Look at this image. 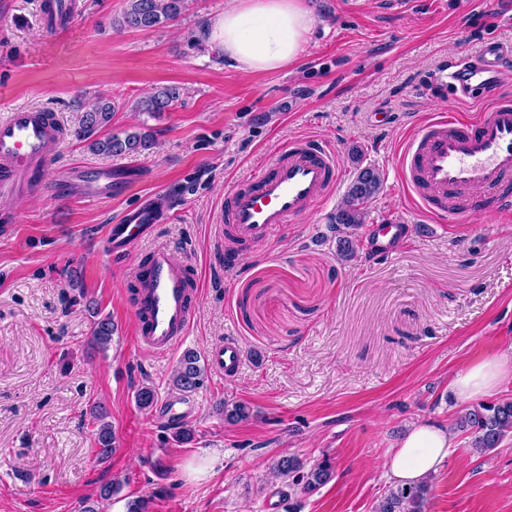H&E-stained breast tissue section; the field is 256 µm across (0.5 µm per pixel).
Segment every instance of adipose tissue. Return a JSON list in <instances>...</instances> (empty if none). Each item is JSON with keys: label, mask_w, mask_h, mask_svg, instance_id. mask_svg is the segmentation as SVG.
I'll return each instance as SVG.
<instances>
[{"label": "adipose tissue", "mask_w": 512, "mask_h": 512, "mask_svg": "<svg viewBox=\"0 0 512 512\" xmlns=\"http://www.w3.org/2000/svg\"><path fill=\"white\" fill-rule=\"evenodd\" d=\"M313 24L304 0H233L209 21L205 35L236 69L274 71L298 59ZM511 375V361L485 360L456 373L451 386L466 402L492 393ZM451 446L448 429L419 423L400 439L385 468L395 484H416L437 471Z\"/></svg>", "instance_id": "1"}]
</instances>
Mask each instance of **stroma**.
Instances as JSON below:
<instances>
[{
	"instance_id": "35a3bbf8",
	"label": "stroma",
	"mask_w": 512,
	"mask_h": 512,
	"mask_svg": "<svg viewBox=\"0 0 512 512\" xmlns=\"http://www.w3.org/2000/svg\"><path fill=\"white\" fill-rule=\"evenodd\" d=\"M43 2L0 0V118L39 106L67 127L104 94L120 132L148 121L134 106L155 88L174 85L182 96L152 122L154 151L99 156L68 135L48 174L54 192L0 197V512H80L111 481L121 484L119 512L142 497L148 512H286L270 474L284 453L336 465L300 512H374L390 484L383 463L417 422L453 436L426 512H512V437L474 453L456 428L466 404L450 387L470 364L512 357V214L430 222L397 167L404 142L435 113L480 109L481 98L458 99L430 78L487 40L511 47L503 15L512 7L307 0L315 23L300 59L244 74L203 34L229 0H188L177 21L150 30L121 27L127 0H76V21L58 33L41 25ZM299 139L333 150L338 189L266 244L231 240L228 194ZM361 166L383 186L356 239L388 221L412 230L395 253L362 248L345 261L328 226ZM74 167L109 170L111 198L93 202L65 186ZM154 192L177 209L113 259L112 224ZM157 246L201 283L190 333L165 356L138 346L132 312L133 269ZM97 315L117 327L103 352L89 346ZM226 340L245 354L235 376L208 375L188 396L173 390L185 350ZM144 384L156 393L147 409L136 402ZM222 401L246 402L255 416L227 423L215 410ZM165 403L192 406L193 441L175 438ZM96 405L116 437L104 461Z\"/></svg>"
}]
</instances>
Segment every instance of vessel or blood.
I'll return each instance as SVG.
<instances>
[{
    "label": "vessel or blood",
    "mask_w": 512,
    "mask_h": 512,
    "mask_svg": "<svg viewBox=\"0 0 512 512\" xmlns=\"http://www.w3.org/2000/svg\"><path fill=\"white\" fill-rule=\"evenodd\" d=\"M75 14L74 0H53L42 25L56 32L70 26ZM511 56L500 42L491 41L478 56L456 63L454 70H438L434 79L470 97L497 85ZM61 139L58 125L42 108L19 106L1 118L0 194L47 189ZM398 174L419 211L439 223H458L491 190L497 193L495 212L512 211V99L489 98L480 112L465 120L452 113L431 118L404 144ZM69 178L81 183L85 197L104 200L112 195L109 173L79 170ZM340 180L333 151L308 141L290 142L281 159L229 194L225 221L234 237L262 244L310 206L326 201ZM165 205L164 196L157 193L126 211L112 227L114 253L159 224ZM408 231L405 224L373 225L375 252L389 253L394 233ZM135 278L143 283L133 299L137 342L156 354H170L190 332L199 285L187 266L164 248L144 257ZM207 363L214 374L231 377L243 363V352L234 342L219 343L208 350Z\"/></svg>",
    "instance_id": "1"
}]
</instances>
